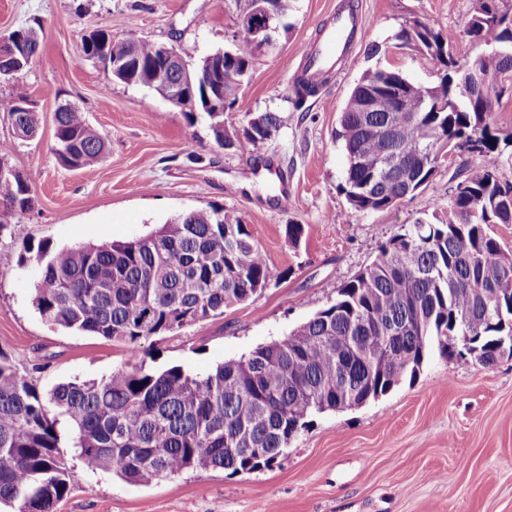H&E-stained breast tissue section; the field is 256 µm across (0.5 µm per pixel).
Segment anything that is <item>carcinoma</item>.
Masks as SVG:
<instances>
[{"label": "carcinoma", "mask_w": 512, "mask_h": 512, "mask_svg": "<svg viewBox=\"0 0 512 512\" xmlns=\"http://www.w3.org/2000/svg\"><path fill=\"white\" fill-rule=\"evenodd\" d=\"M471 21L469 36L487 50L468 67L488 80L512 73V26L498 0ZM29 51H20L0 80L14 91L0 99V112L32 125L22 79L39 54V34L30 26ZM404 45L423 48L441 65L438 85L425 87L391 68L363 72L341 109L336 138L347 152L346 193L358 211H380L404 191L390 175V157L402 154L412 188L434 174V155L453 136L476 137L481 161L466 171L464 187L448 200V217L416 218L380 247L379 255L341 285L335 302L297 326L290 338L256 348L207 373L180 366H146L142 343L153 336L200 324L224 309L262 293L278 278L247 225L218 208L182 213L149 234L99 245L55 249L37 246L40 266L35 304L49 323L66 330L124 343L127 364L103 381L78 380L44 392L33 378L0 353V504L11 512H53L70 491V468L61 456L59 424L71 428L72 449L91 471L108 472L132 484L178 475L188 469H224L233 474L271 466L291 439L336 403L339 392L356 390L376 399L414 377L434 350L456 355L468 337L483 366L497 361L502 341L512 342V251L490 234L493 224H512V182L498 173L499 141L480 97L459 84L455 37L422 23L400 31ZM164 45L134 41L112 30L83 44L84 56L104 64L130 60L117 80L166 88L179 75L162 62ZM254 60L250 33L239 30L233 54H224V92L237 97L230 80L246 75ZM325 76L296 78L293 104L302 109ZM402 92L412 121L394 125L391 112H362L361 95ZM60 164L83 168L105 151L106 138L84 112L65 105L55 113ZM210 117L215 142L245 149L270 138L280 116H256L241 139L224 136V117ZM391 125V139L377 135ZM29 174L0 176V207L24 214L32 208ZM347 349H341L343 341ZM371 357H358L360 346Z\"/></svg>", "instance_id": "cac0c4a2"}]
</instances>
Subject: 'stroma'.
Segmentation results:
<instances>
[{
    "mask_svg": "<svg viewBox=\"0 0 512 512\" xmlns=\"http://www.w3.org/2000/svg\"><path fill=\"white\" fill-rule=\"evenodd\" d=\"M341 2L291 0L277 51L254 59L234 111L224 115L230 135L261 112L278 113L280 125L269 140L239 151L215 143L205 115L189 119L149 89L109 81L101 63L85 58L82 38L114 27L128 39L179 46L194 67L233 48L246 0H0V38L41 26L40 56L24 77L39 113L37 137L15 140L0 112V141L15 143L10 165L35 176L32 210L0 232V352L40 389L108 378L128 352L41 317L33 304L37 264H19L29 245L133 239L210 206L240 218L278 279L244 304L144 344L155 367L206 372L287 337L330 305L402 225L447 206L457 172L477 156L453 154L394 206L358 211L344 192L348 159L336 130L352 86L376 64L438 84L426 51L395 48L414 22L453 32L458 63H471L480 47L466 23L478 0H356L362 40L296 110L300 52L320 40ZM372 43L382 55H368ZM66 103L106 136L102 157L77 170L52 153L54 114ZM290 224L302 226L299 240L288 238ZM68 464L73 489L54 512H512V357L485 367L431 353L414 380L362 406L314 416L268 469H191L135 485L74 458Z\"/></svg>",
    "mask_w": 512,
    "mask_h": 512,
    "instance_id": "1",
    "label": "stroma"
}]
</instances>
